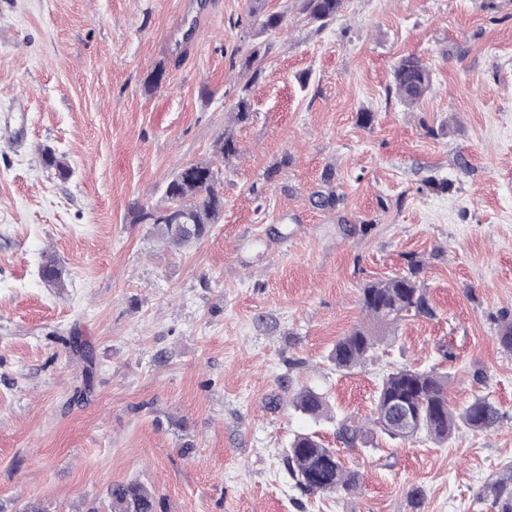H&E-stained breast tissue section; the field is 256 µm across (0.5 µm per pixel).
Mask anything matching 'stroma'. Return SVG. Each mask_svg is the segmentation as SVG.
Listing matches in <instances>:
<instances>
[{"label": "stroma", "mask_w": 512, "mask_h": 512, "mask_svg": "<svg viewBox=\"0 0 512 512\" xmlns=\"http://www.w3.org/2000/svg\"><path fill=\"white\" fill-rule=\"evenodd\" d=\"M264 6L277 34L258 32L251 0H0V512H88L131 480L163 512H494L480 494L512 465L497 340L512 316V0H343L322 29L302 0ZM257 45L255 78L240 62ZM407 55L433 72L410 106L393 80ZM226 132L223 216L163 247L137 208ZM47 147L67 175L42 165ZM328 190L335 207H315ZM47 253L64 287L42 281ZM412 256L434 318L336 371L360 289ZM76 336L95 361L84 400ZM403 366L448 371L451 406L486 395L502 423L442 447H345L338 419H367ZM305 386L334 419L291 406ZM298 433L359 489L300 490L284 464Z\"/></svg>", "instance_id": "stroma-1"}]
</instances>
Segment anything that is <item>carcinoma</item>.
Masks as SVG:
<instances>
[{
  "label": "carcinoma",
  "instance_id": "1",
  "mask_svg": "<svg viewBox=\"0 0 512 512\" xmlns=\"http://www.w3.org/2000/svg\"><path fill=\"white\" fill-rule=\"evenodd\" d=\"M343 0H303V11L322 29L340 11ZM250 14L264 33H274L282 22L277 13H264L262 4ZM397 95L406 103L422 99L431 89L432 71L421 58H402L394 70ZM237 142L229 133L219 140L214 159L190 165L183 176H174L165 188V205L137 212L136 222L151 224L158 239L170 247L184 248L206 238L212 224L224 209L223 176L216 162L236 155ZM43 281L51 286L62 284V269L51 255L44 256L40 269ZM423 263L412 260L407 272L365 284L360 289V303L373 327H354L333 346L330 361L339 370L354 369L374 358L382 333L408 316L432 318L435 311L422 279ZM402 401L417 417L415 432L404 435L387 420L392 404ZM295 409L318 419L328 414L324 394L302 388L293 396ZM501 414L487 397L475 398L456 413L448 406V374L435 367H401L383 376L377 390L370 426L348 418L339 422L337 437L348 448L366 444L376 434L391 439L409 440L420 434L443 446L459 426L483 431L497 426ZM288 472L297 486L309 494L353 492L359 474L346 469L335 449L325 447L314 435L298 434L289 444L285 458ZM481 496L492 500L497 512H512V468L484 486ZM107 512H157L155 494L138 481L116 483L107 492Z\"/></svg>",
  "mask_w": 512,
  "mask_h": 512
}]
</instances>
